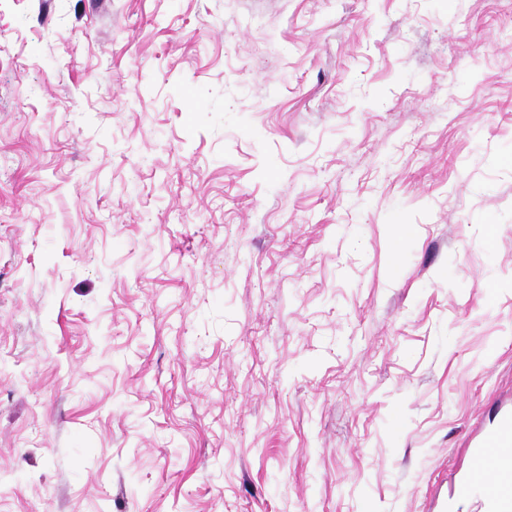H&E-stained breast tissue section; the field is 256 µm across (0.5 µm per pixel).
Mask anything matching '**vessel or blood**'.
Masks as SVG:
<instances>
[{
    "label": "vessel or blood",
    "instance_id": "vessel-or-blood-1",
    "mask_svg": "<svg viewBox=\"0 0 512 512\" xmlns=\"http://www.w3.org/2000/svg\"><path fill=\"white\" fill-rule=\"evenodd\" d=\"M461 492H476L473 512H512V414L472 450L471 466Z\"/></svg>",
    "mask_w": 512,
    "mask_h": 512
}]
</instances>
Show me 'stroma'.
<instances>
[{"mask_svg":"<svg viewBox=\"0 0 512 512\" xmlns=\"http://www.w3.org/2000/svg\"><path fill=\"white\" fill-rule=\"evenodd\" d=\"M512 406V0H0V512H470Z\"/></svg>","mask_w":512,"mask_h":512,"instance_id":"obj_1","label":"stroma"}]
</instances>
